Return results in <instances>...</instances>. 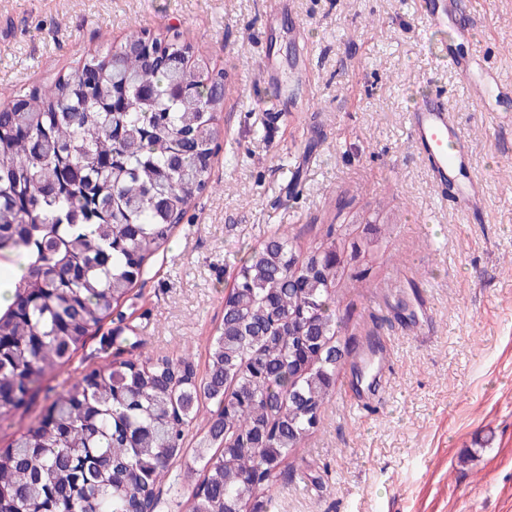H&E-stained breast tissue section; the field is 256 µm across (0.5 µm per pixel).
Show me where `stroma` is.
<instances>
[{
	"mask_svg": "<svg viewBox=\"0 0 512 512\" xmlns=\"http://www.w3.org/2000/svg\"><path fill=\"white\" fill-rule=\"evenodd\" d=\"M473 15L456 53L512 85V0H478ZM173 27L230 84L212 187L147 263L122 321L0 419V448L114 357L186 350L204 374L251 250L280 230L306 250L334 224L348 354L267 490L272 512H512V99L476 103L440 61L444 35L421 0H0V105L132 30ZM434 89L471 140L482 210L438 195L413 143L407 115ZM115 336L136 345L117 349ZM206 430L205 417L191 425L155 512H188L199 476L186 461Z\"/></svg>",
	"mask_w": 512,
	"mask_h": 512,
	"instance_id": "35a3bbf8",
	"label": "stroma"
}]
</instances>
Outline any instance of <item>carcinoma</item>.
Here are the masks:
<instances>
[{"label":"carcinoma","mask_w":512,"mask_h":512,"mask_svg":"<svg viewBox=\"0 0 512 512\" xmlns=\"http://www.w3.org/2000/svg\"><path fill=\"white\" fill-rule=\"evenodd\" d=\"M179 39L171 32L173 53L150 57L134 31L0 109V255L25 266L0 308V417L122 316L211 183L226 74ZM335 232L304 254L285 233L252 249L203 377L185 355L116 357L57 395L0 448V512H155L156 483L206 400L189 512H250L316 427L344 360Z\"/></svg>","instance_id":"1"}]
</instances>
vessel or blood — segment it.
Listing matches in <instances>:
<instances>
[{
	"mask_svg": "<svg viewBox=\"0 0 512 512\" xmlns=\"http://www.w3.org/2000/svg\"><path fill=\"white\" fill-rule=\"evenodd\" d=\"M429 26L448 28L457 37L471 35L468 17L458 0H422ZM414 143L426 159L436 185L446 193L453 207L463 213L483 203L479 180L472 176L470 141L457 124L441 93L422 97L409 114Z\"/></svg>",
	"mask_w": 512,
	"mask_h": 512,
	"instance_id": "b4317fda",
	"label": "vessel or blood"
}]
</instances>
